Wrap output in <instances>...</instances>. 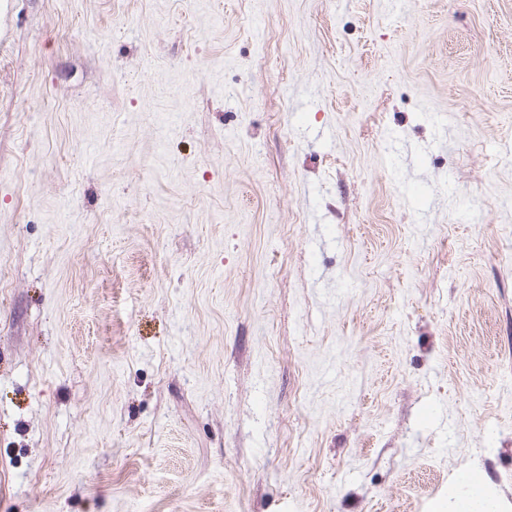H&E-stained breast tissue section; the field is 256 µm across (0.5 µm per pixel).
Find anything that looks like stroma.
<instances>
[{
	"instance_id": "obj_1",
	"label": "stroma",
	"mask_w": 512,
	"mask_h": 512,
	"mask_svg": "<svg viewBox=\"0 0 512 512\" xmlns=\"http://www.w3.org/2000/svg\"><path fill=\"white\" fill-rule=\"evenodd\" d=\"M0 512H512V0H0ZM499 504L482 477L470 469L459 470L443 512H499Z\"/></svg>"
}]
</instances>
